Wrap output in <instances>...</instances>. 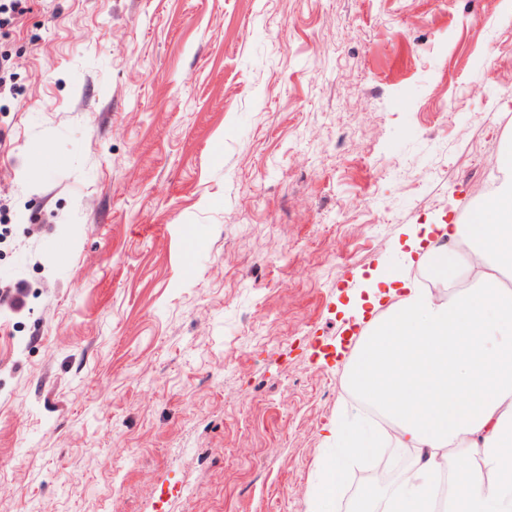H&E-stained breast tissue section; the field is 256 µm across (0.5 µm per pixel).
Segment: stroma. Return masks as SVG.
I'll return each instance as SVG.
<instances>
[{"mask_svg":"<svg viewBox=\"0 0 512 512\" xmlns=\"http://www.w3.org/2000/svg\"><path fill=\"white\" fill-rule=\"evenodd\" d=\"M1 51L0 512H306L366 280L512 147V0H47Z\"/></svg>","mask_w":512,"mask_h":512,"instance_id":"35a3bbf8","label":"stroma"}]
</instances>
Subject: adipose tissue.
<instances>
[{"label":"adipose tissue","mask_w":512,"mask_h":512,"mask_svg":"<svg viewBox=\"0 0 512 512\" xmlns=\"http://www.w3.org/2000/svg\"><path fill=\"white\" fill-rule=\"evenodd\" d=\"M466 224H428L447 296L403 284L348 366L359 405L380 420L337 423L307 512L337 500L355 462L395 444L411 463L372 494L373 512H512V160Z\"/></svg>","instance_id":"obj_1"}]
</instances>
